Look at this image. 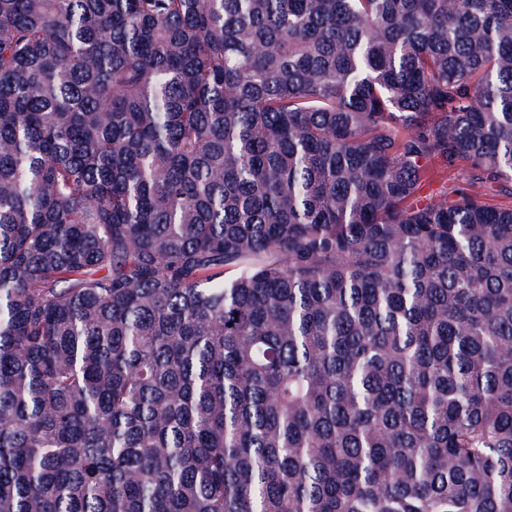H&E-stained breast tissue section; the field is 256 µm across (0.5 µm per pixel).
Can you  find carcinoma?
Wrapping results in <instances>:
<instances>
[{
    "mask_svg": "<svg viewBox=\"0 0 512 512\" xmlns=\"http://www.w3.org/2000/svg\"><path fill=\"white\" fill-rule=\"evenodd\" d=\"M462 164L512 0H0V512H512Z\"/></svg>",
    "mask_w": 512,
    "mask_h": 512,
    "instance_id": "obj_1",
    "label": "carcinoma"
}]
</instances>
